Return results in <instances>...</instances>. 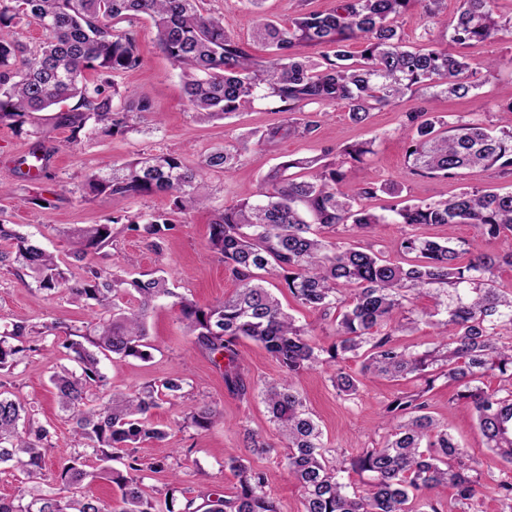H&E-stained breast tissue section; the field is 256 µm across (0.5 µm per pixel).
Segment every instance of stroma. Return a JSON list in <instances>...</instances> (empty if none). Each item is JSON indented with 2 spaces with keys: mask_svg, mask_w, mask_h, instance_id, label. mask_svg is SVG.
<instances>
[{
  "mask_svg": "<svg viewBox=\"0 0 512 512\" xmlns=\"http://www.w3.org/2000/svg\"><path fill=\"white\" fill-rule=\"evenodd\" d=\"M206 11L224 17V27L236 39L247 44L252 54L264 56L266 48L253 37V17L234 0H204ZM397 24L407 43L418 45L423 39L448 45L450 52L465 56L479 83L477 90L464 99L431 98L421 90L392 105L372 110L366 124L350 122L338 104L311 105L305 113L316 120V130L305 137H290L270 146L243 144L249 132L280 124L283 113L273 104L257 101L243 107L227 119L209 122L197 120L183 89V74L153 42L152 23L141 19L136 23L138 48L143 59L139 69L117 76L120 91L132 92L148 100L162 115L159 131L125 135H96L82 138L79 144L69 141L70 130L56 120V110L31 114L22 127L0 123V186L9 190L0 197V222L13 225L21 233L38 238L67 267L73 276H81L79 261L72 256L73 247L65 237L67 228L81 224H103L117 219L115 250L123 266L131 273L165 270L179 290L192 296L199 306L207 307L223 300L234 288L220 254L208 243L209 225L217 209L254 199L262 179L282 161L299 157L328 156L336 160L340 151L351 144L372 142L373 152L364 164L354 168L344 192H352L356 183L370 178L378 182L398 183L399 193L383 194L371 200L380 214H389L405 202H436L450 198L463 188L489 192L512 190V176L497 170L472 173L447 180L413 174L407 155L408 143L401 133L406 113L426 107L448 122L478 123L491 129L506 126L508 104L503 90L512 85V36L469 46L449 44L443 26L422 7L409 8ZM241 146L240 160L231 174L212 172L207 180L212 189L208 207L178 212L171 197L152 195L134 202L118 196L91 195L80 200L76 194L86 175L115 163L133 160L143 154L170 153L183 163L194 166L217 144ZM51 150L52 159L45 174L27 178L18 170L19 160L28 157L35 146ZM37 197L49 199V207L34 205ZM162 214L171 219L174 228L166 238L162 252H155L136 232L127 230L121 216ZM418 232L437 241L476 242L480 232L472 224H433L418 229L402 224L375 225L366 242L393 260H400L399 245L405 235ZM90 308L72 304L67 297H49L36 286H24L12 273L0 269V325L13 321L42 324L63 318L68 324L89 321ZM148 339L154 346L148 361L133 358L114 359L104 364L113 388L133 391L148 383H160L168 376L184 375L188 383L183 398L162 400L153 409L152 420L167 431L160 442H146L141 456L151 459L168 457L171 472L181 479L186 497H194L214 489L232 496L238 485L234 471L226 466L229 455L245 454L244 429L262 431L275 451L263 456H250L251 465L267 474V489L277 500L281 512H300L301 496L282 467L285 454L280 438L269 420L260 391L269 382L280 379L278 364L262 348L250 341L241 342L240 367L249 386L246 397L229 393L221 372L186 335L177 308L170 301H159L147 318ZM62 361V350L54 338H47L39 352L17 367L9 382L14 392L33 406L36 417L51 431L52 446L46 454L43 487L53 485L54 473L63 454L69 451L72 423L61 412L53 397L49 376ZM332 370L324 367L301 376L296 385L306 404L323 429L329 447L348 453L378 443L385 431L381 426L384 403L400 391L413 389L410 380L398 382L379 379L365 383L356 399L338 396L330 382ZM453 390L446 379H439L430 392L433 415L447 425L449 431L478 462L482 472L499 473L504 462L485 445L474 414L468 407L453 403ZM209 403L222 413L219 422L203 433L178 429L176 420L196 403Z\"/></svg>",
  "mask_w": 512,
  "mask_h": 512,
  "instance_id": "1",
  "label": "stroma"
}]
</instances>
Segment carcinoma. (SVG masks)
<instances>
[{"mask_svg": "<svg viewBox=\"0 0 512 512\" xmlns=\"http://www.w3.org/2000/svg\"><path fill=\"white\" fill-rule=\"evenodd\" d=\"M262 2L240 0L257 13L256 35L270 49L265 58L252 56L231 37L224 17L205 12L202 0H0V122L21 127L29 114L74 99L76 104L57 116L58 124L71 129L72 143L97 132L158 126L159 114L149 101L114 103V77L142 63L137 31L118 24L141 18L153 22L158 48L183 70L187 101L198 119L229 118L258 97L279 103L288 119L251 132L259 144L312 133L317 121L294 117L310 104L340 103L349 120L360 124L374 108L413 89L456 98L476 90L479 84L471 80L461 57L446 48L405 43L393 20L414 5L446 26L453 44L512 35V19L497 14L495 0H462L450 23L447 0H334L327 11L301 14L286 28L260 15ZM24 20L43 30L39 47L16 36L15 27ZM349 41L359 43L358 55L347 50ZM327 43L336 45V51L320 62L300 51ZM89 73L94 74L91 80ZM406 118L403 131L414 173L445 179L492 167L512 173V128L493 135L477 124L450 126L426 108ZM371 153L372 143L361 142L342 149L339 162L289 159L264 178L256 199L218 211L209 225V243L223 256L237 288L205 308L170 288L156 272L129 278L117 264L110 270L88 265L83 277L73 279L53 253L0 223V241L13 245L9 252L0 251V267L93 312L79 327L56 320L39 328L25 321L0 327V376L13 373L39 350L38 342L58 332L64 333L60 347L65 356L78 367L75 371L61 364L50 376L57 404L73 425V450L62 461L54 487L36 494L21 488L15 495L0 496V512H280L267 492L265 473L235 456L228 465L239 486L229 498L210 492L198 505L193 498L182 500L175 478L159 492L162 510L145 491L144 472L168 467L165 458L146 463L138 455L139 444L167 437L148 414L163 396L183 397L185 379L175 375L157 386L112 392L101 361L151 358L146 319L162 299L172 300L186 333L223 370L229 392L248 393L238 360L241 339L260 343L282 368L283 377L266 385L261 396L287 444L284 465L301 489V512H480L482 472L431 414L428 393L442 377L456 385L454 399L471 407L487 448L512 463V290L497 284L499 269L512 267V192L463 189L444 201L407 203L389 219L363 201L397 192L396 184L365 180L351 195L342 191L349 175L344 165ZM237 155L238 148L218 144L198 166L189 167L172 154H150L91 172L84 189L131 201L167 193L177 209L192 210L210 202L207 171L229 173ZM295 168L313 174L297 181L287 175ZM388 221L412 227L474 224L484 239L501 240L506 249L488 252L473 243H441L413 234L400 243L407 259L392 261L381 251L331 242L312 229L315 224L341 226L359 235ZM117 223L114 218L66 231L74 254L83 259L112 246ZM127 229L160 252L173 224L151 215L130 221ZM269 276L282 279L304 307L332 319L328 345L314 341L311 331L284 310L265 286ZM415 292L432 294L435 306L443 309V317L432 322L439 343L422 353L395 340L413 333L422 317L430 316L415 312ZM350 355L362 358L363 376L413 378L419 387L386 405L388 432L379 445L338 458L324 443L295 379L333 365L332 386L351 398L360 379L340 366ZM489 376L499 379L498 387L486 384ZM219 417L216 408L205 404L184 413L179 426L202 432ZM50 447V430L0 380V465L35 483L44 476ZM116 460L124 470L112 468ZM346 472L368 474L365 488H350L343 481ZM97 478L108 479L119 490L111 511L81 493L84 484ZM444 485L453 489L446 502L431 496ZM496 489L503 509L512 512V471L498 476Z\"/></svg>", "mask_w": 512, "mask_h": 512, "instance_id": "carcinoma-1", "label": "carcinoma"}]
</instances>
